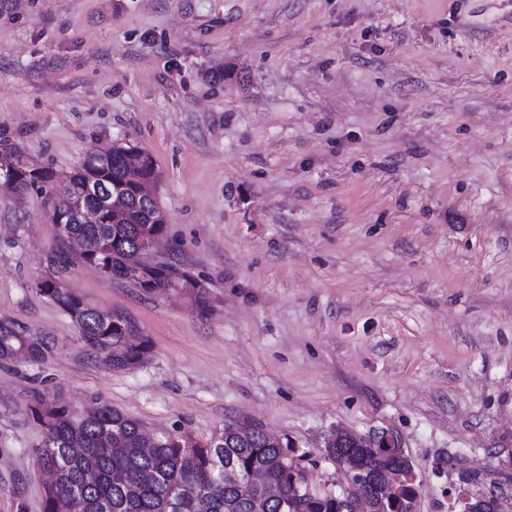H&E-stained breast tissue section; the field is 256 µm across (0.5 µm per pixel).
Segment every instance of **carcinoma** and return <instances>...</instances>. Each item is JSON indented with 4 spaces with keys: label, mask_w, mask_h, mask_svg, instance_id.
<instances>
[{
    "label": "carcinoma",
    "mask_w": 512,
    "mask_h": 512,
    "mask_svg": "<svg viewBox=\"0 0 512 512\" xmlns=\"http://www.w3.org/2000/svg\"><path fill=\"white\" fill-rule=\"evenodd\" d=\"M138 168L145 182L159 173L152 156L133 145H117L112 155L85 157L77 169L59 173L16 146L0 148V173L10 190H33L44 199L51 218L64 225L60 239L82 243L79 260L149 293L182 287L201 301L206 290L189 272L166 261L147 260L148 245L165 233L164 210L145 197L139 183L127 179L129 167ZM105 189L113 205L100 203L91 189ZM93 207L94 224H74L79 207ZM36 290L59 305L77 326L86 347L114 369L139 365L150 348L149 339L124 315L105 313L67 288L60 271L38 280ZM49 342L27 336L8 322H0V362L23 357L42 362ZM28 414L45 428L43 444L35 449L38 465L46 474L43 512H254L261 502L264 512H350L334 493H292L300 479L293 464L290 442L270 441L261 426L239 434L227 428L205 442L182 432L148 435L143 424L108 405L78 414L60 398L37 395L27 405ZM355 453L377 481L397 488L395 497L412 502L413 466L404 451L357 448ZM230 466L241 482L224 481ZM464 505L471 512H512V496L486 497L471 492L480 475L465 472ZM268 484L282 489V498L262 500Z\"/></svg>",
    "instance_id": "1"
}]
</instances>
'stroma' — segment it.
Segmentation results:
<instances>
[{"mask_svg":"<svg viewBox=\"0 0 512 512\" xmlns=\"http://www.w3.org/2000/svg\"><path fill=\"white\" fill-rule=\"evenodd\" d=\"M0 141L63 173L147 150L161 258L206 289L74 263L151 342L114 370L34 287L42 197L0 190V321L51 343L0 365V512H42L37 392L199 440L261 424L316 490L332 428L388 430L415 512L464 470L512 494V0H0Z\"/></svg>","mask_w":512,"mask_h":512,"instance_id":"1","label":"stroma"}]
</instances>
